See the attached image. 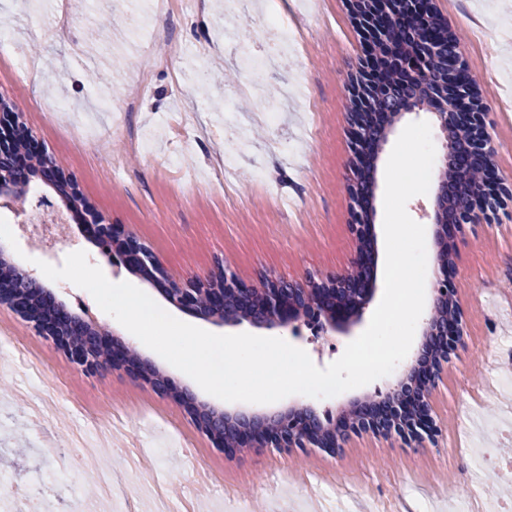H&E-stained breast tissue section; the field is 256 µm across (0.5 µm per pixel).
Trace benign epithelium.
Segmentation results:
<instances>
[{"label": "benign epithelium", "instance_id": "7a95c632", "mask_svg": "<svg viewBox=\"0 0 512 512\" xmlns=\"http://www.w3.org/2000/svg\"><path fill=\"white\" fill-rule=\"evenodd\" d=\"M365 42L366 71L363 81L353 92L356 105H361L370 94L384 90L380 80L382 61L376 56L375 44L396 21L389 0H371V9L360 14ZM418 53L405 54L401 67L409 78L419 79L424 74L428 56L440 49V39L430 28L416 31ZM449 66L457 71L458 78L447 97L435 99L439 112L435 116L443 134H448V123L454 122L472 132V150L484 159L482 177L475 187L470 209L456 218L448 211V162H443L438 179V188L433 203V247L436 276L431 282L432 298L425 318L420 350L398 378L396 384L383 398L364 402V420L354 422L346 416L340 426L341 438L351 433H371L378 436L396 434L419 444L432 437L433 421L430 416L429 394L434 385L436 372L424 367L432 358L435 343L444 350L455 349L462 335V316L454 320H441L438 311L448 298H456L453 279L454 266L448 264V247H459L457 229L463 224H472L486 216L496 206L504 193L502 182L495 173L493 151L488 146L483 123V113L474 107L473 89L466 72L454 59ZM395 112L349 113L351 125L352 157L350 167L356 174L361 169L378 162L379 152L387 135L399 119ZM380 131L376 136L371 130ZM19 134L15 119L7 112L0 114V201L15 200L24 171L32 158L37 156L33 148L24 152L16 149ZM356 179L348 185L350 200L349 227L356 247L351 269L322 278L309 276L303 280L286 278L268 279L258 288L239 279L227 271L220 273L218 284L204 278L194 283L168 282L164 289L166 298L176 307L190 311L203 320L218 318L215 311H224V324L247 321L254 325L296 331L300 324L312 322L322 333L346 332L349 327L362 321L372 301L375 284L373 272L377 254L376 236L372 232L375 211L372 201L375 193L358 192ZM85 223L90 237L97 241L101 252L112 256V265H121L130 272L145 270L152 282H167L164 271L156 263L150 251L134 236L124 234L119 228L105 222V218L87 208ZM0 305H7L42 336L49 338L62 348L70 361L89 373L104 369L96 356L97 349L109 353V368L123 369L138 381L153 384L150 372L138 364L130 349L109 341L106 334L98 338L94 347L79 341L52 322L34 321L30 317L27 303L22 300L11 280L0 278ZM157 394L182 405L191 421L217 448L237 451L241 448H319L333 449L336 443L320 440V429L326 426L313 410L286 408L272 413L249 411L224 412V426L234 431L230 439L214 436L209 428L205 404L197 402L173 381Z\"/></svg>", "mask_w": 512, "mask_h": 512}]
</instances>
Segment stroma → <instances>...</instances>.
Returning a JSON list of instances; mask_svg holds the SVG:
<instances>
[{
  "label": "stroma",
  "instance_id": "stroma-1",
  "mask_svg": "<svg viewBox=\"0 0 512 512\" xmlns=\"http://www.w3.org/2000/svg\"><path fill=\"white\" fill-rule=\"evenodd\" d=\"M205 0L193 16L153 17L145 0H0V103L15 112L43 154L57 163L85 203L133 233L173 279L187 283L228 270L261 284L349 270L351 138L346 114L360 77L363 35L350 0ZM459 38L476 81L495 171L512 189V0H433ZM69 36L53 31L56 11ZM302 31L286 61L254 73L234 40L264 54L266 15ZM186 54L204 49V69L154 67L162 39ZM30 61L20 72L16 60ZM153 86L132 111L124 91L141 70ZM228 74L224 86L209 77ZM121 168H113V159ZM74 250L113 282L127 281L175 318L215 334L270 336L244 322L197 320L172 306L160 287L112 266L67 214ZM456 285L463 337L429 396L434 431L425 445L398 436L350 435L342 448H245L224 454L184 409L121 370L88 373L31 324L0 305V472L18 489L6 512H117L127 491L138 512L191 498L198 467L219 478L195 512H461L480 495L485 512L512 507V480L489 481L487 456L512 447V199L461 230ZM71 313L93 316L198 400L210 396L189 376L106 319L87 290L45 280ZM365 329L316 336L285 333L320 368L337 360ZM22 337L35 368L13 361L9 337ZM393 376L334 397L291 395L275 409L311 407L337 416L356 398L386 393ZM48 404L41 419L34 410ZM466 472L456 482L448 474ZM114 493H101V474Z\"/></svg>",
  "mask_w": 512,
  "mask_h": 512
}]
</instances>
